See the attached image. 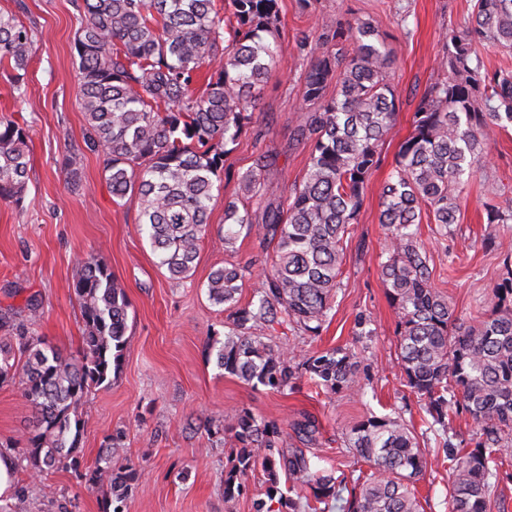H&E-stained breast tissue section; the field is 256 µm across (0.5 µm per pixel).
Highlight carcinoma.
I'll return each instance as SVG.
<instances>
[{"label": "carcinoma", "mask_w": 512, "mask_h": 512, "mask_svg": "<svg viewBox=\"0 0 512 512\" xmlns=\"http://www.w3.org/2000/svg\"><path fill=\"white\" fill-rule=\"evenodd\" d=\"M75 48L81 108L89 145L100 152L112 200L136 202L139 231L158 266L186 279L209 231L220 192L225 146L253 123L268 75L281 64L279 0H81ZM512 52V0H475L471 25L451 35L439 59L440 78L420 97L408 135L399 143L379 193L378 221L387 231L381 276L397 310L398 363L406 386L423 402L433 424L448 412L468 415L478 427L475 446L448 453V512H489L512 442V258L502 279L469 320L432 285L421 224L448 234L458 223L459 195L487 155V131L512 125V71L490 68L478 47ZM33 30L0 11V68L17 96L24 94ZM297 48L309 59L298 140L310 144L303 179L276 202L265 197L263 177L277 155L259 154L240 177L241 197L224 205V247L244 231L274 245L261 261L213 270L207 293L228 311L224 340L208 344L216 363L253 388L292 391L302 371L326 392H362L358 356L330 348L303 356L257 335L275 327L319 334L342 284L343 243L357 223L365 189L383 164L382 146L399 111L390 80L392 51L374 19L338 21L313 37L303 31ZM27 127L0 117V200L18 202L29 172ZM82 156L65 158L69 181ZM490 224H512V206L487 195ZM261 264L252 300L238 305L243 282ZM73 291L83 321L82 347L71 356L32 335L23 321L0 336V386L18 383L31 411L23 460L36 476L59 467L103 488L105 512H124L142 472H112L109 435L93 468L79 455L77 409L112 381L125 345L129 301L106 264L81 261ZM302 440L318 433L316 420L293 426ZM236 442L224 478V496L242 494L244 477L265 470L269 500L299 512L310 504L339 502L341 512H423L412 486L428 459L401 416H366L345 428L344 446L369 472L349 497L345 478L320 469L300 448L279 447L280 427L250 410L220 425ZM298 498H286L279 472ZM21 490L0 502V512H27Z\"/></svg>", "instance_id": "cac0c4a2"}]
</instances>
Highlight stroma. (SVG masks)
<instances>
[{"mask_svg": "<svg viewBox=\"0 0 512 512\" xmlns=\"http://www.w3.org/2000/svg\"><path fill=\"white\" fill-rule=\"evenodd\" d=\"M81 0H0V11L16 15L35 32L24 100L14 97L0 75V116L27 124L30 171L20 203L0 201V311L31 323L34 335L65 353L82 344V318L72 292L80 260L91 255L112 271L130 308L121 366L110 386L98 389L79 408L80 455L95 465L108 435L122 433L112 452L114 468L132 466L144 473L126 501V512H254L265 498L267 475L249 472L239 497H224V475L232 465L236 442L228 432L207 435L198 418H227L247 408L276 422L281 445L304 447L321 467L340 468L356 479L360 466L345 456L343 429L366 413L401 414L415 433H426L429 450L425 476L416 483L424 512H448L450 475L447 451L470 448L476 426L464 414L452 416L447 430H427L416 398L404 385L397 363L391 306L380 264L386 259L387 235L378 222L380 188L401 140L411 129L416 103L438 73V61L454 31L472 16V0H314L301 11L298 0H279L282 63L261 92L250 129L230 144L220 172L221 192L212 203L210 229L203 239L189 279H169L148 243L137 232V204L116 206L106 187L101 158L86 150V120L78 99L75 34L81 26ZM370 17L394 52L390 78L400 99L391 136L383 147L385 165L366 189L358 224L347 237L342 287L321 335L300 331L275 333L281 346L310 354L333 347L358 349L364 393H327L307 375L294 392L255 389L224 372L209 354V340L223 338L226 314L207 294L209 273L230 263L272 254L256 234L240 235L234 251L224 248V202L239 192L238 179L262 152L278 157L266 172L267 197H280L301 181L310 147L294 138L295 118L303 104L308 60L295 41L301 30L321 33L336 20ZM82 150L77 181L65 180L62 165ZM497 192L501 205H512V128L489 135L484 171L460 196L459 222L448 235L422 225L433 284L448 295L458 316L466 318L477 301L500 281L504 254L486 251L487 236L503 238L512 248V224H491L482 203ZM35 299L38 320H30L26 299ZM30 415L19 385L0 387V440L17 438ZM314 416L319 431L301 443L292 429ZM25 487L29 512H55V500H69L74 512H103L102 493L73 471L44 478L16 471Z\"/></svg>", "mask_w": 512, "mask_h": 512, "instance_id": "35a3bbf8", "label": "stroma"}]
</instances>
